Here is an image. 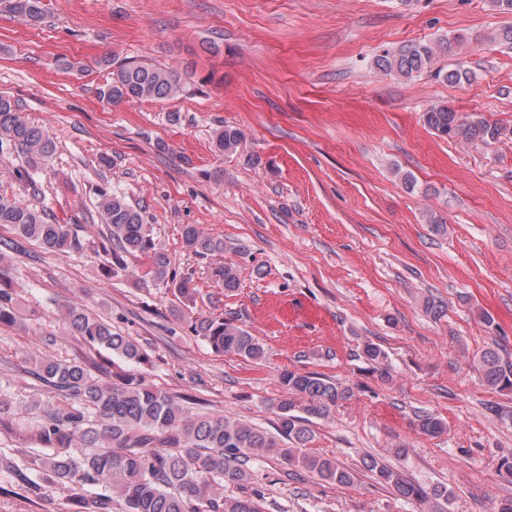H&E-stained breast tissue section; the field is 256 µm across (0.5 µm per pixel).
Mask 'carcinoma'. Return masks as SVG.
I'll list each match as a JSON object with an SVG mask.
<instances>
[{"instance_id":"1","label":"carcinoma","mask_w":512,"mask_h":512,"mask_svg":"<svg viewBox=\"0 0 512 512\" xmlns=\"http://www.w3.org/2000/svg\"><path fill=\"white\" fill-rule=\"evenodd\" d=\"M6 8L33 28L44 24L48 14L45 0H6ZM463 41L457 35L432 43L410 42L376 56L374 64L387 74L411 79ZM102 64L109 72L100 96L109 103L172 100L183 92L181 78L173 70L143 62H128L115 69L107 59ZM436 75L450 84L470 80L469 71L461 65ZM422 120L436 136L467 144L490 145L512 133L479 113L464 114L446 104L428 108ZM244 140L240 128L223 125L214 131L212 145L216 153L234 154ZM6 148L24 157L15 176L30 184L31 172L50 161L55 143L45 128L23 115L16 100L0 94V152ZM97 196L102 249L108 256L105 273L125 271L129 262L141 261V278L171 289L182 306L190 307L198 294L193 274L170 270L169 258L154 242L141 209L121 192L101 188ZM1 227L14 237L0 238V325H16L12 254L23 251L25 241L57 254L68 253L77 242L73 225L60 223L42 207L5 195H0ZM181 238L188 250L209 260V275L224 294L238 290L242 267L224 258V238L195 224L183 225ZM60 319L71 335L93 347L134 365L152 364L151 354L141 344L114 332L109 322L82 306L63 305ZM187 319L195 336L216 355L232 354L255 363L265 356L259 338L222 313H194ZM362 356L382 381L391 380L387 354L379 345L364 343ZM109 362L104 358L89 367L49 355L34 357L32 375L65 399V407L44 412L36 427L43 448L28 453V465L39 480L10 464L0 466V473L14 476L19 490L43 499L57 487H67L72 492L68 512H261L260 491L227 495L224 490L247 487L253 479L248 463L269 453L327 484L348 486L356 481L354 470L311 451L316 437L313 420L329 417L338 402L351 394L350 388L325 375L302 369L281 372L285 395L269 403L276 417L275 432L270 433L239 419L195 414L141 374L113 371ZM477 369L488 387H512V363L503 361L495 350L482 352ZM418 426L429 436L446 430L444 422L426 412L418 415ZM361 465L377 483L401 498L422 502L431 496H447V490L428 491L372 454L362 456ZM88 484L103 487V492L84 494Z\"/></svg>"}]
</instances>
